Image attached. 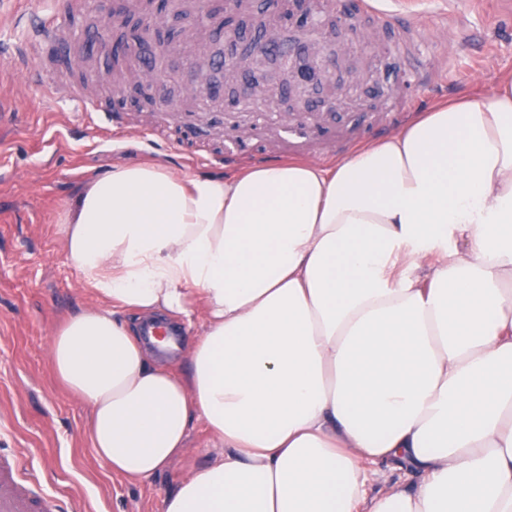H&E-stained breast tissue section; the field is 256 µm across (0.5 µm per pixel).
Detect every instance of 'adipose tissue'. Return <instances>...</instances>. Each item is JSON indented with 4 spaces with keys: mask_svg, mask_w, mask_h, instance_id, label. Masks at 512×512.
I'll list each match as a JSON object with an SVG mask.
<instances>
[{
    "mask_svg": "<svg viewBox=\"0 0 512 512\" xmlns=\"http://www.w3.org/2000/svg\"><path fill=\"white\" fill-rule=\"evenodd\" d=\"M99 302L49 341L112 474L222 453L164 512H512V75L333 168L88 180L61 226ZM201 316L182 375L123 319ZM399 462L415 488L368 490Z\"/></svg>",
    "mask_w": 512,
    "mask_h": 512,
    "instance_id": "obj_1",
    "label": "adipose tissue"
}]
</instances>
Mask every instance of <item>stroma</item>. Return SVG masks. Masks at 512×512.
I'll return each mask as SVG.
<instances>
[{"instance_id":"1","label":"stroma","mask_w":512,"mask_h":512,"mask_svg":"<svg viewBox=\"0 0 512 512\" xmlns=\"http://www.w3.org/2000/svg\"><path fill=\"white\" fill-rule=\"evenodd\" d=\"M323 25L302 33L282 29V37L304 43L309 52L335 44L336 58L322 85L301 91L269 73L264 97L231 115L223 141L212 138L211 119L239 97L251 78L243 70L221 73L212 101L194 99L177 54H170L162 84L153 92L161 108L200 113L203 132L182 141L176 126L159 129L156 145L138 132L153 121L151 113L133 112L118 130L104 136L86 127L75 103L50 104L36 83L13 103L12 120L0 132V448H26L28 463L43 485L63 501L65 512H162L164 497L191 471L214 459L202 420L193 419L189 453L153 478L132 483L112 475L96 458L88 439L90 409L67 393L52 373L49 340L70 315L93 305L97 297L69 261L58 225L69 204L92 178L114 167L159 162L198 177L221 176V169L193 163L191 153H223L245 146L248 165L268 162L267 133L291 139L303 126L314 139L317 126L336 136V156L346 157L366 142L390 136L434 103L459 94L485 96L497 78L512 73V9L501 0H417L412 6L413 33L420 22L436 31L459 20L448 48V78L431 90L411 82L409 102L400 105L396 77L384 78L385 65L412 73L413 62L390 52L381 32L349 37L346 25H334L322 12ZM338 99L342 108L325 112L320 100Z\"/></svg>"}]
</instances>
